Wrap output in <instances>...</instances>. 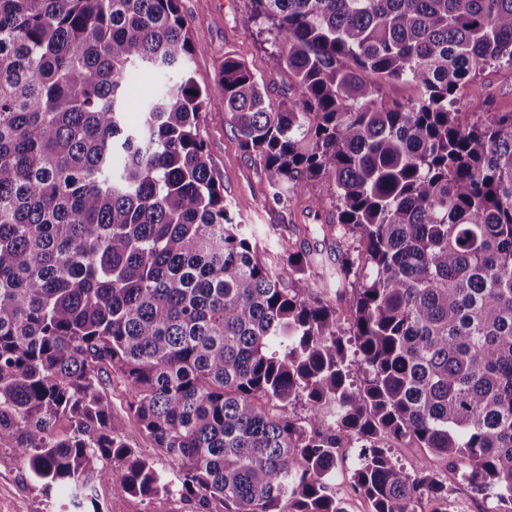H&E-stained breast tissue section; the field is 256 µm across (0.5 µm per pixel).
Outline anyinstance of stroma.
Listing matches in <instances>:
<instances>
[{
  "mask_svg": "<svg viewBox=\"0 0 512 512\" xmlns=\"http://www.w3.org/2000/svg\"><path fill=\"white\" fill-rule=\"evenodd\" d=\"M179 7L197 47L190 69L198 86L211 85L224 58L232 56L245 61L256 78L264 81L271 103L290 95L287 74L271 71L270 45L248 21L249 0H179ZM461 99L462 110L472 121L512 111V75H482L462 90ZM200 133L237 220L246 224L267 250L278 248L271 225L328 222V211L317 216L309 213L308 195L299 196L289 208L272 201L261 164L240 147L223 96L214 94L207 100ZM96 496L104 512H192L191 505L179 498H160L145 505L109 481L97 486ZM0 512H73V507L56 491H44L31 482L22 461L4 448L0 450Z\"/></svg>",
  "mask_w": 512,
  "mask_h": 512,
  "instance_id": "obj_1",
  "label": "stroma"
}]
</instances>
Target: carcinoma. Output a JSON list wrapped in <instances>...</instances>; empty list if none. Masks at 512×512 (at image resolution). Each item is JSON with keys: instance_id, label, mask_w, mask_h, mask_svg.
Returning <instances> with one entry per match:
<instances>
[{"instance_id": "obj_1", "label": "carcinoma", "mask_w": 512, "mask_h": 512, "mask_svg": "<svg viewBox=\"0 0 512 512\" xmlns=\"http://www.w3.org/2000/svg\"><path fill=\"white\" fill-rule=\"evenodd\" d=\"M250 2L296 88L274 110L238 59L194 83L178 0H0V446L80 512L109 477L194 512H346L351 436L372 512H449L386 447L408 440L512 512V111L470 123L460 95L512 73V0ZM214 93L273 200L319 182L308 209L336 212L293 225L311 246L279 235L288 284L214 175ZM162 76L134 75L128 82L127 93L135 100H142L155 93L160 86ZM359 449L342 448L341 452L345 459L339 462L336 471L334 491L338 497L346 501L348 512H370L371 510L368 500L361 495L353 493L349 486L351 470L356 463Z\"/></svg>"}]
</instances>
